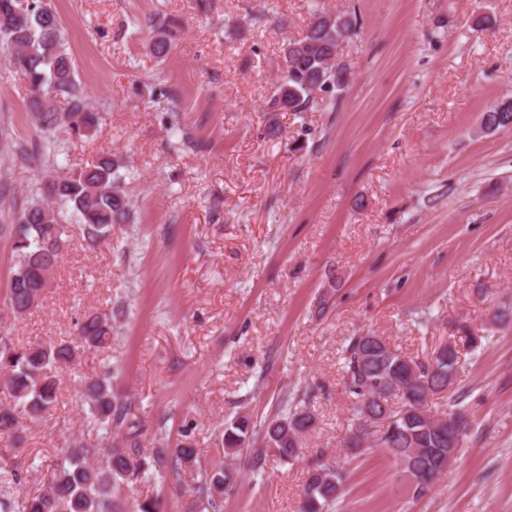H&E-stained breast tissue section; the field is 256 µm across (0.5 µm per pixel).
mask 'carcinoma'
I'll list each match as a JSON object with an SVG mask.
<instances>
[{
	"label": "carcinoma",
	"instance_id": "1",
	"mask_svg": "<svg viewBox=\"0 0 512 512\" xmlns=\"http://www.w3.org/2000/svg\"><path fill=\"white\" fill-rule=\"evenodd\" d=\"M321 18L315 15L305 35L282 49V78L269 111L304 112L314 94L328 84L332 85L328 104L334 105L344 91L348 77L336 61L337 48L339 39L355 34L358 20L338 16L329 31ZM0 48L17 54L13 63L27 78L29 108L43 133V155L54 158L64 151L54 135L62 121L54 96L66 94L74 100L67 112L72 133L85 136L97 126L98 113L87 109L80 98L65 31L52 0H0ZM170 49L169 25L154 24L150 54L163 59ZM482 123L487 131L512 128V100L490 105ZM120 169L112 153L104 152L80 170L37 185L16 223L0 225V234L13 242L14 264L4 303L15 317L37 307L49 287L65 242L63 210H71L82 224L91 248L112 237V225L127 223L132 204L122 187ZM111 345L112 316L107 313L83 315L70 340L19 345L0 336V380L13 397V405L0 406V435L21 441L23 421L37 420L55 407L60 373L80 365L84 353ZM458 372L459 356L449 346L439 347L430 360L417 362L371 334L352 337L344 350L343 376L352 397L349 431L360 422L367 396L386 402L392 383L397 382L404 388L406 416L381 435L377 446L399 463L443 474L463 443L468 422L449 413L463 425L461 438L450 448L447 423L430 414L428 402L447 390ZM81 386L89 426L103 435V443L92 446L74 438L56 461L47 486L21 501L12 494L20 477L11 473V484L0 486V512H117L122 496L167 471H188L193 476V512H222L224 495L235 489L239 478L231 460L245 453L254 471L263 470L270 452L294 460L300 455L302 438L317 424L308 407L288 399L281 401L273 418L259 424L248 414L238 415L224 429L222 451L203 465L191 429L183 431L170 453L165 448H145L139 409L114 389L111 370L82 376ZM317 457L302 490L300 512H332L343 489L344 473L338 462L322 451Z\"/></svg>",
	"mask_w": 512,
	"mask_h": 512
}]
</instances>
